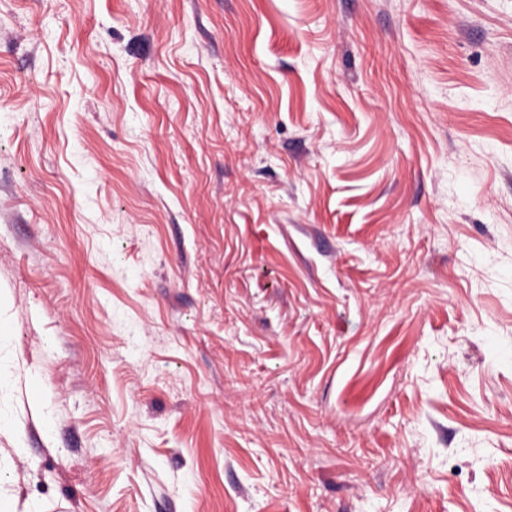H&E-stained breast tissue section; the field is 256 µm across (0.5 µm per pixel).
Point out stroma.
Listing matches in <instances>:
<instances>
[{
	"label": "stroma",
	"instance_id": "stroma-1",
	"mask_svg": "<svg viewBox=\"0 0 512 512\" xmlns=\"http://www.w3.org/2000/svg\"><path fill=\"white\" fill-rule=\"evenodd\" d=\"M17 512H512V0H0Z\"/></svg>",
	"mask_w": 512,
	"mask_h": 512
}]
</instances>
